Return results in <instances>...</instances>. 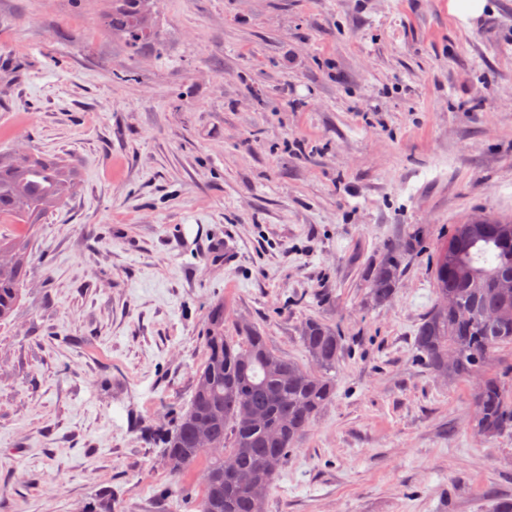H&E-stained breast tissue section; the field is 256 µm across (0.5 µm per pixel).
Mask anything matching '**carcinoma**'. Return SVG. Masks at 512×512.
<instances>
[{
	"mask_svg": "<svg viewBox=\"0 0 512 512\" xmlns=\"http://www.w3.org/2000/svg\"><path fill=\"white\" fill-rule=\"evenodd\" d=\"M160 0H102V29L138 54L162 41L157 22ZM72 159L41 151L18 155L0 151V324L21 299L32 268V230L52 211L66 206L83 185ZM411 246L386 250L370 271V298L382 306L395 295ZM464 264L468 278L456 268ZM438 301L421 319L414 340L417 360L450 381L475 375L476 430L495 437L512 428V386L491 367L495 350H512V219L488 215L479 224L453 225L439 246L434 266ZM456 300L467 316L443 305ZM498 313L489 320L486 314ZM203 337L205 358L193 376L188 408L163 430H144L162 445V457L183 476L198 463L199 512H265L277 472L336 390L330 372L344 352L338 328L309 318L300 341L311 366L275 352L254 326H240L238 340L224 338V302L213 303ZM229 455L231 465L224 464Z\"/></svg>",
	"mask_w": 512,
	"mask_h": 512,
	"instance_id": "1",
	"label": "carcinoma"
}]
</instances>
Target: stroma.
Wrapping results in <instances>:
<instances>
[{"label":"stroma","instance_id":"1","mask_svg":"<svg viewBox=\"0 0 512 512\" xmlns=\"http://www.w3.org/2000/svg\"><path fill=\"white\" fill-rule=\"evenodd\" d=\"M160 0L159 49L98 28V0H0V150L65 153L80 193L37 225L0 325V512H163L174 476L142 427L187 404L207 310L308 364L337 326L336 394L266 512H490L512 430L474 432L473 385L415 357L452 225L512 218V0ZM420 243L393 300L369 272ZM488 0H449V13L465 25L482 16Z\"/></svg>","mask_w":512,"mask_h":512}]
</instances>
